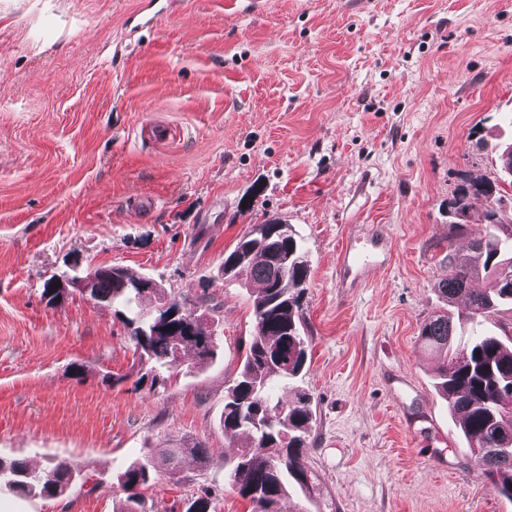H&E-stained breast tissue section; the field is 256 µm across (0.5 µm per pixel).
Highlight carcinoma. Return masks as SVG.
<instances>
[{"label": "carcinoma", "instance_id": "obj_1", "mask_svg": "<svg viewBox=\"0 0 512 512\" xmlns=\"http://www.w3.org/2000/svg\"><path fill=\"white\" fill-rule=\"evenodd\" d=\"M500 193L499 184L471 180L453 195L461 203L453 226L461 228L475 219L484 224V234L471 243L472 254L459 257L448 253V277L439 292L448 302L468 300V318L475 325L471 336H458V321L449 312L431 316L420 328L423 343L435 352L440 363L436 388L448 403L471 452L483 460L495 492L512 501V337L503 338L485 323L505 309L512 310V224L500 219L496 208L477 212L474 201ZM235 260V272L225 283L250 291L254 323L245 358L224 396L221 425L224 437L248 438V444L225 461V475L232 489L249 504V512H281L282 502L293 488H309L304 448L310 443L316 412L313 396L295 387V397L284 401L277 396L282 385L298 382L307 373L308 345L301 311V295L309 278L308 250L290 224H254L239 237L224 262ZM112 267L94 268L95 288L90 299L106 301L117 308L123 324L130 329L134 355L140 367L148 368L156 381L173 376L178 365L172 354L191 349L198 363L217 356V337L205 332L197 317L184 323L176 319L175 336L154 335L145 316L165 304L189 309L203 301L168 299L166 289L123 288L121 281L141 279L126 267L121 276ZM484 275L488 286L470 288L471 280ZM184 454L207 457L205 445L173 448L165 464L175 468ZM151 458L137 460L118 478L124 492L116 512H147L144 491L150 487ZM75 470L65 463L40 471L23 461L0 466V481L12 490L43 497L64 495L72 488Z\"/></svg>", "mask_w": 512, "mask_h": 512}]
</instances>
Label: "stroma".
<instances>
[{"label": "stroma", "instance_id": "35a3bbf8", "mask_svg": "<svg viewBox=\"0 0 512 512\" xmlns=\"http://www.w3.org/2000/svg\"><path fill=\"white\" fill-rule=\"evenodd\" d=\"M138 6L0 0V462L78 470L69 492L27 504L114 512L119 475L149 456L152 512L205 492L214 512H249L224 471L246 441L225 440L220 417L253 318L222 262L278 218L309 249L301 385L317 406L311 494L283 512H512L419 336L439 311L468 312L438 284L483 227L452 231L448 200L462 179L495 180L512 142V0H178L134 33ZM350 232L386 236L391 260L349 290L336 250ZM77 261L210 300L216 360L188 351L165 385L140 379L111 306L42 299ZM191 442L207 461L168 471Z\"/></svg>", "mask_w": 512, "mask_h": 512}]
</instances>
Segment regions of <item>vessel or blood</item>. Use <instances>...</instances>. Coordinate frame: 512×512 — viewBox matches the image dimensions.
<instances>
[{
	"instance_id": "b4317fda",
	"label": "vessel or blood",
	"mask_w": 512,
	"mask_h": 512,
	"mask_svg": "<svg viewBox=\"0 0 512 512\" xmlns=\"http://www.w3.org/2000/svg\"><path fill=\"white\" fill-rule=\"evenodd\" d=\"M170 0H150L149 7L134 12L131 16L137 28H152L157 16L167 11ZM391 260L386 239L368 237L346 239L337 261V284L342 288H358L365 285L372 275Z\"/></svg>"
}]
</instances>
